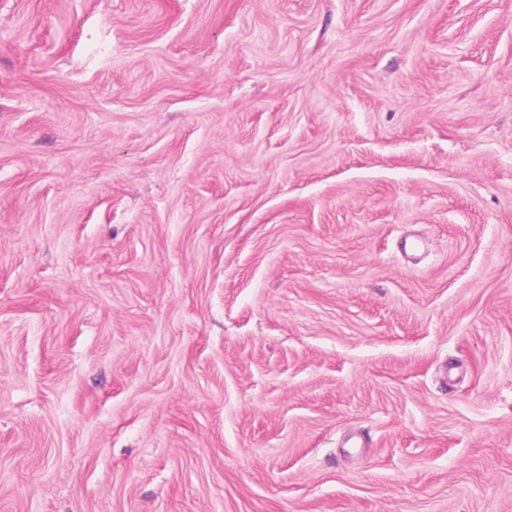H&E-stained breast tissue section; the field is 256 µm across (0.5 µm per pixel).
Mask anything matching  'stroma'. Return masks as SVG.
I'll return each instance as SVG.
<instances>
[{"instance_id": "stroma-1", "label": "stroma", "mask_w": 512, "mask_h": 512, "mask_svg": "<svg viewBox=\"0 0 512 512\" xmlns=\"http://www.w3.org/2000/svg\"><path fill=\"white\" fill-rule=\"evenodd\" d=\"M0 512H512V0H0Z\"/></svg>"}]
</instances>
